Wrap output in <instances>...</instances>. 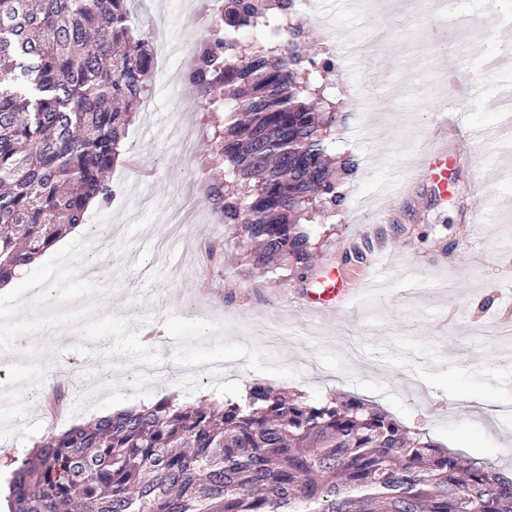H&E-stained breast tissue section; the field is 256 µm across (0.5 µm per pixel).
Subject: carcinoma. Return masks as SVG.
Segmentation results:
<instances>
[{
    "instance_id": "obj_1",
    "label": "carcinoma",
    "mask_w": 512,
    "mask_h": 512,
    "mask_svg": "<svg viewBox=\"0 0 512 512\" xmlns=\"http://www.w3.org/2000/svg\"><path fill=\"white\" fill-rule=\"evenodd\" d=\"M132 0H0V280L112 199L105 174L151 94ZM292 0H224L190 82L227 178L208 199L254 265L305 270L314 222L344 201L335 102L299 51ZM9 512H512V479L437 446L374 402L255 382L244 401L153 404L48 436L16 469Z\"/></svg>"
}]
</instances>
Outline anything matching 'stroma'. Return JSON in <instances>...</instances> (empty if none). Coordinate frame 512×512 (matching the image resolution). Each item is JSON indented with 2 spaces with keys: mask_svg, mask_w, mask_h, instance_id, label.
Returning <instances> with one entry per match:
<instances>
[{
  "mask_svg": "<svg viewBox=\"0 0 512 512\" xmlns=\"http://www.w3.org/2000/svg\"><path fill=\"white\" fill-rule=\"evenodd\" d=\"M305 52L336 68L318 81L339 103L337 155L354 160L345 200L314 225L308 270L253 268L232 225L202 220L168 240L189 178H224L210 159L213 119L193 106L184 155L171 130L167 77L154 110L136 112L114 195L90 209L86 239L46 251L0 294V448L23 460L92 415L163 397L222 403L253 382L312 401L355 395L465 459L512 472V340L495 338L512 307V7H466L452 48L429 25L432 0H314ZM461 160L438 194L421 153L434 135ZM222 247L224 260L207 259ZM361 249L363 260L349 259ZM351 287L331 319L310 290ZM39 312L40 324L28 322ZM280 325L270 347L260 331ZM56 367L47 385L42 361ZM67 394L56 415L51 387Z\"/></svg>",
  "mask_w": 512,
  "mask_h": 512,
  "instance_id": "35a3bbf8",
  "label": "stroma"
}]
</instances>
